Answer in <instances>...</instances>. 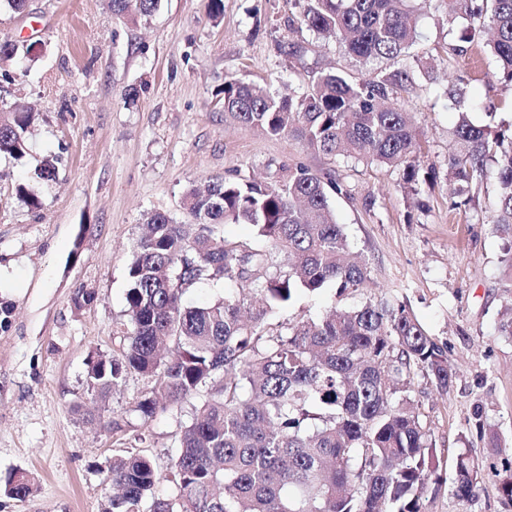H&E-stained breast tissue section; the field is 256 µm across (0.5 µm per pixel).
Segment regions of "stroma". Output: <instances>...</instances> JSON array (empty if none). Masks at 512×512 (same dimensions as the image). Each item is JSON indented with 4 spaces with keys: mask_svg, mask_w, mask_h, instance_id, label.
I'll return each instance as SVG.
<instances>
[{
    "mask_svg": "<svg viewBox=\"0 0 512 512\" xmlns=\"http://www.w3.org/2000/svg\"><path fill=\"white\" fill-rule=\"evenodd\" d=\"M207 0H160L149 17L129 21L108 0H28L24 13L0 9V40L41 42L0 60V105L22 103L36 115L22 162L0 158V512H101L112 489L113 456L135 451L165 470L190 422L189 411L142 423L132 406L148 386L129 374L94 401L85 378L90 357L118 354L128 323L126 271L143 216L152 211L186 222L183 195L193 183L268 181L284 164L331 173L344 186L332 197L351 247L369 264L361 291L334 287L299 293L277 321L317 317L367 299L407 304L445 348L454 381L439 393L415 375L412 398L430 429L439 460L427 512H512L496 480L469 499L453 493L454 458L470 449L488 462L512 460V340L499 325L512 309V274L501 261L494 224L496 178L487 174L477 206L450 210L447 160L457 121L442 91L450 73L469 80L479 126L512 123V90L494 77L495 63L476 37L450 53L466 20L448 21V0H410L422 59L408 109L424 160L435 178L405 193L402 172L376 163L330 159L294 138L270 137L224 112V79L300 95L308 76L297 46L323 66L358 72L335 39L292 27L291 0H223L220 23ZM55 180L39 178L45 156ZM29 184L35 210L16 195ZM121 431L107 428V421ZM498 433L497 447L481 430ZM33 476L23 500L3 488L17 473Z\"/></svg>",
    "mask_w": 512,
    "mask_h": 512,
    "instance_id": "1",
    "label": "stroma"
}]
</instances>
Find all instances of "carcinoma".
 <instances>
[{"instance_id": "1", "label": "carcinoma", "mask_w": 512, "mask_h": 512, "mask_svg": "<svg viewBox=\"0 0 512 512\" xmlns=\"http://www.w3.org/2000/svg\"><path fill=\"white\" fill-rule=\"evenodd\" d=\"M303 2L296 20L335 36L364 75L312 67L297 99L227 78L224 112L335 159L399 168L405 189L415 191L425 162L405 98L420 67L410 58L418 31L409 0ZM158 6L110 0L114 14L134 20ZM459 18L492 32L498 79L512 87V0H448V22ZM443 96L458 113L447 167L451 205L472 201L494 164V223L512 238V124L491 130L472 123L460 74L448 75ZM31 123L23 108L0 113V156L24 157ZM341 193L329 175L284 165L270 182L221 179L187 190L192 224L144 215L146 231L127 266L122 350L92 360L86 383L105 398L134 372L150 381L133 406L143 422L186 402L192 412L166 473L140 453L113 458L106 479L120 493L102 512H426L439 461L412 380L421 372L448 390L445 350L405 306L372 299L270 327L274 311L300 291L332 284L341 296L367 286L368 263L350 256L330 203ZM229 222L252 225L254 238L224 236ZM219 283L239 293L184 304L189 289ZM491 478L512 502V462L499 468L466 448L456 454L457 497L474 496ZM163 481L174 492L157 497ZM34 488L22 474L4 493L23 499Z\"/></svg>"}]
</instances>
